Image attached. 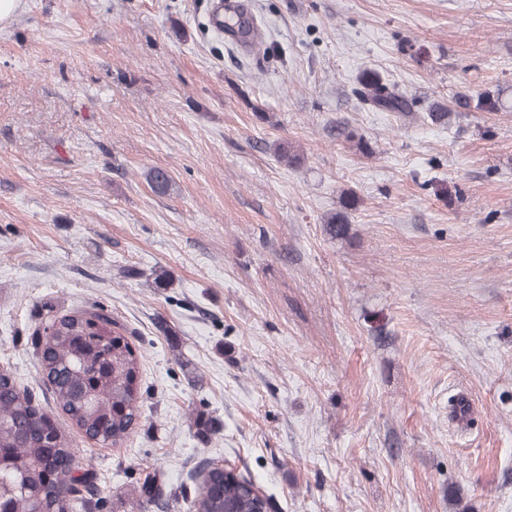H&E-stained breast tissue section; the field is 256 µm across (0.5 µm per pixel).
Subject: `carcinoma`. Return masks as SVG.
I'll use <instances>...</instances> for the list:
<instances>
[{
  "label": "carcinoma",
  "mask_w": 512,
  "mask_h": 512,
  "mask_svg": "<svg viewBox=\"0 0 512 512\" xmlns=\"http://www.w3.org/2000/svg\"><path fill=\"white\" fill-rule=\"evenodd\" d=\"M363 101L389 112L408 111L407 99L371 72L362 75ZM147 181L165 193L171 178L161 169ZM325 221L334 239L350 236L345 210ZM36 357L59 407L91 440L116 446L124 442L141 415L139 354L103 310L76 311L48 323ZM209 484L199 489L194 512H271L270 497L253 490V482L237 469L209 466ZM88 476L74 475L69 444L48 423L32 395L0 370V512H74L94 509L98 502Z\"/></svg>",
  "instance_id": "cac0c4a2"
}]
</instances>
